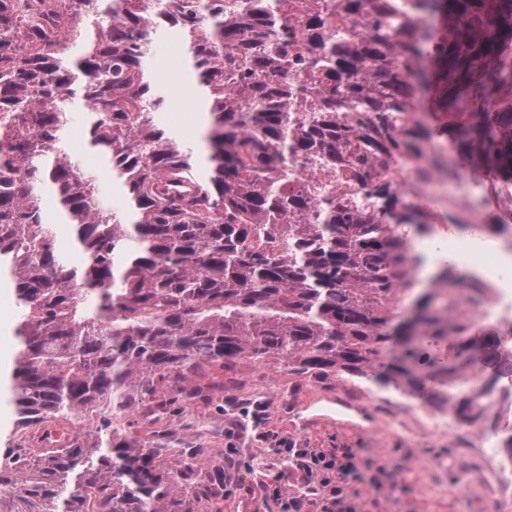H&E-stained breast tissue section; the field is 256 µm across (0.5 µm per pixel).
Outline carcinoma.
Segmentation results:
<instances>
[{
	"label": "carcinoma",
	"instance_id": "carcinoma-1",
	"mask_svg": "<svg viewBox=\"0 0 512 512\" xmlns=\"http://www.w3.org/2000/svg\"><path fill=\"white\" fill-rule=\"evenodd\" d=\"M345 12L374 20L336 34ZM422 39L406 41L416 22ZM303 47L292 48L296 27ZM172 35L203 88L208 171L166 131L147 68ZM82 55L67 56L69 45ZM433 86L455 147L512 184V0H0V276L18 308L10 375L15 426L67 419L105 400L112 430L41 455L0 450V512H224V467L204 449L148 448L122 433L143 409L230 393L213 372L276 359L297 374L365 376L413 394L434 367L431 405L486 422L465 371L495 354V330L453 319L451 286L486 289L448 263L432 287L410 275V236L432 225L403 204L383 156L432 142L406 124ZM475 101L495 112L461 117ZM85 143L125 198L99 203L62 147L75 103ZM374 114L372 130L356 113ZM316 184L298 185V162ZM23 177H18L19 169ZM82 261L59 253L44 208ZM453 340L438 362L423 343Z\"/></svg>",
	"mask_w": 512,
	"mask_h": 512
}]
</instances>
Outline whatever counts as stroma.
I'll return each instance as SVG.
<instances>
[{
    "instance_id": "1",
    "label": "stroma",
    "mask_w": 512,
    "mask_h": 512,
    "mask_svg": "<svg viewBox=\"0 0 512 512\" xmlns=\"http://www.w3.org/2000/svg\"><path fill=\"white\" fill-rule=\"evenodd\" d=\"M168 35H159L149 57L156 82L167 96L161 121L187 141L200 138L194 96L182 68H170ZM85 109L75 106L66 131L69 156L91 171L100 202L125 205L112 172L84 146ZM244 383L238 420L208 409L197 423L181 408L169 417L167 436L223 450L234 462L224 486V512H288V499L307 483L341 486L355 512H512L497 497L481 452L465 431L448 436L415 434L422 397L411 396L413 412L399 413L403 394L348 374L299 375L278 362L241 360L224 372ZM320 456L333 466L308 473L296 458Z\"/></svg>"
}]
</instances>
